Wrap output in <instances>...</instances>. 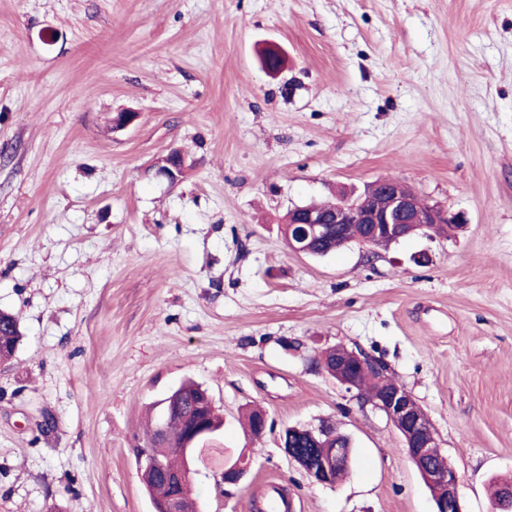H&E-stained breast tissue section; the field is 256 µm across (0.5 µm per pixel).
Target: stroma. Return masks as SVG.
Returning a JSON list of instances; mask_svg holds the SVG:
<instances>
[{
    "mask_svg": "<svg viewBox=\"0 0 512 512\" xmlns=\"http://www.w3.org/2000/svg\"><path fill=\"white\" fill-rule=\"evenodd\" d=\"M120 110L138 118L111 130ZM173 148L190 167L171 186L152 166ZM378 178L463 228L288 250L290 207ZM0 310L23 333L0 367V512H151L134 437L188 379L224 416L198 512H268L275 485L291 512H434L386 417L312 368L336 345L389 362L465 512H493L512 480V0H0ZM324 421L354 454L315 486L280 435Z\"/></svg>",
    "mask_w": 512,
    "mask_h": 512,
    "instance_id": "1",
    "label": "stroma"
}]
</instances>
